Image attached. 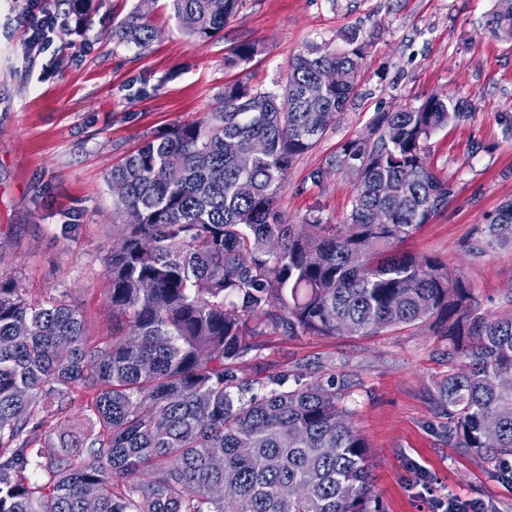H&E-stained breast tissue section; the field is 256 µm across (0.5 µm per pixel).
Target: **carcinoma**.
<instances>
[{
  "mask_svg": "<svg viewBox=\"0 0 512 512\" xmlns=\"http://www.w3.org/2000/svg\"><path fill=\"white\" fill-rule=\"evenodd\" d=\"M155 0L113 28L148 47ZM238 0H171L199 40L224 31ZM94 0H51L47 14L82 31ZM488 27L512 40V15ZM309 45L276 91L224 86L199 121L145 139L112 168L121 239L107 258L112 342L90 346L83 313L63 299L31 304L0 279V512H367L376 499L368 444L334 377L253 392L236 364L249 323L284 336H369L427 326L448 337L435 399L448 440L495 464L512 457V316L492 319L442 263L398 245L448 207L453 184L427 163L433 133L465 120L444 94L378 112L368 137L311 170L354 177L339 224H288L277 202L291 165L325 136L356 89L365 45ZM253 42L227 61H248ZM346 81L316 101L305 87L329 70ZM512 243V200L486 217L477 258ZM89 397L97 432L54 424L72 395ZM230 484L238 494L224 498Z\"/></svg>",
  "mask_w": 512,
  "mask_h": 512,
  "instance_id": "cac0c4a2",
  "label": "carcinoma"
}]
</instances>
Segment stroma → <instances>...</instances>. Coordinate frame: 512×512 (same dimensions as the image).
Segmentation results:
<instances>
[{
  "instance_id": "1",
  "label": "stroma",
  "mask_w": 512,
  "mask_h": 512,
  "mask_svg": "<svg viewBox=\"0 0 512 512\" xmlns=\"http://www.w3.org/2000/svg\"><path fill=\"white\" fill-rule=\"evenodd\" d=\"M29 0H0V276L26 298L65 297L81 309L89 344L112 339L106 258L120 233L112 222V167L144 136L203 119L225 84L274 88L289 59L316 44L345 50L349 33L367 46L358 93L315 149L298 159L278 201L287 223L349 214L351 176L308 173L346 140L367 134L376 113L419 106L446 93L470 102L465 121L427 143L431 168L454 186L447 208L402 243L460 275L481 313L512 315V245L471 256L487 214L512 199V40L487 25L498 0H239L223 36L197 41L169 0H157L148 49L118 42L112 29L134 0H98L79 36L28 52ZM256 42L251 61L227 66L238 42ZM241 365L255 385L292 389L318 377L352 380L345 406L369 445L377 498L370 512H432L410 464L435 479V497L512 512V478L501 466L453 447L435 387L448 370V339L425 327L370 336L249 339Z\"/></svg>"
}]
</instances>
